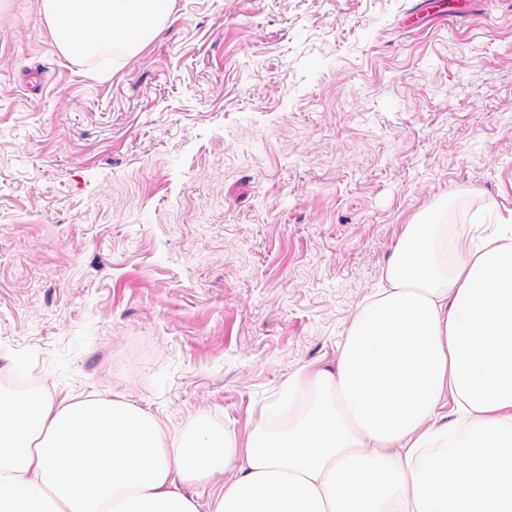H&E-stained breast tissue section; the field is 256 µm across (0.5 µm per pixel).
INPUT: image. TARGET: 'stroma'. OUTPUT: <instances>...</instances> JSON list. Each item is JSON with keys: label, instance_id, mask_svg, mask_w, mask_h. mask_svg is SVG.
Instances as JSON below:
<instances>
[{"label": "stroma", "instance_id": "1", "mask_svg": "<svg viewBox=\"0 0 512 512\" xmlns=\"http://www.w3.org/2000/svg\"><path fill=\"white\" fill-rule=\"evenodd\" d=\"M416 2L175 0L113 67L0 0V388L22 360L247 447L418 214L512 217V0ZM470 0H421L419 7L407 14L404 25L409 29L421 28L424 21L433 17L446 23L461 20L469 11ZM435 10V11H432Z\"/></svg>", "mask_w": 512, "mask_h": 512}]
</instances>
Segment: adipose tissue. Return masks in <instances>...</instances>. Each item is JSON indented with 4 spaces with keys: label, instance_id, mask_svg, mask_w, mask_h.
Here are the masks:
<instances>
[{
    "label": "adipose tissue",
    "instance_id": "ef3b65f1",
    "mask_svg": "<svg viewBox=\"0 0 512 512\" xmlns=\"http://www.w3.org/2000/svg\"><path fill=\"white\" fill-rule=\"evenodd\" d=\"M174 0H42L61 53L139 52ZM101 30L103 42L86 35ZM452 397L455 417L438 408ZM512 512V225H408L333 366L290 373L247 448L202 417L170 433L124 398L0 390V512ZM235 478V471H227L224 476L211 482L180 484L179 490L195 500L199 512H210L213 497L223 490L224 483H230Z\"/></svg>",
    "mask_w": 512,
    "mask_h": 512
}]
</instances>
